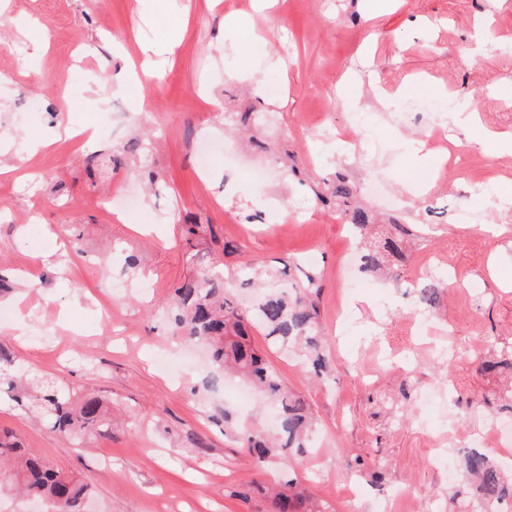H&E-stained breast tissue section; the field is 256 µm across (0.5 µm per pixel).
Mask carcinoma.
<instances>
[{
	"label": "carcinoma",
	"mask_w": 512,
	"mask_h": 512,
	"mask_svg": "<svg viewBox=\"0 0 512 512\" xmlns=\"http://www.w3.org/2000/svg\"><path fill=\"white\" fill-rule=\"evenodd\" d=\"M348 224L365 235L371 219L363 208L355 206L348 211ZM407 235L406 225H390L389 234L361 252V269L377 272L382 270L386 259L401 258ZM217 263L215 254L201 257L202 272L175 288L174 328L184 341L206 345L214 368L239 375L275 402L278 431L274 439L269 440L253 431L242 433V443L257 465L264 467L268 459L280 451L288 452L287 463L296 465L315 440L311 413L303 399L285 388L265 354L252 344L251 335L259 329L271 343L297 348L309 371L318 378L326 377L327 360L323 340L316 330L317 311L312 299L319 288L318 276L305 275L304 283L292 297L278 291L261 294L249 315L239 310L229 289L260 287L263 270L254 263L227 277L214 270ZM441 288L440 281L430 280L418 289L419 302L427 307L435 305ZM479 369L487 376L509 375V385L499 393L497 400L500 409L511 413L512 349L501 351L493 359H481ZM27 375V370L16 367L9 356L0 352V380L21 385ZM42 389L38 409L64 439L74 442L83 434L99 431L106 425V412L98 397L87 396L74 403L50 381L43 382ZM11 461L15 463L14 480L29 496L52 502L54 512H84L83 503L88 494L86 485L61 476L11 436L0 434V464ZM462 467L466 474L477 480L478 498L483 507L512 498V482L505 480L501 469L485 452L479 449L467 452ZM273 501L275 512H335L332 505L306 492L291 479L284 482Z\"/></svg>",
	"instance_id": "carcinoma-1"
}]
</instances>
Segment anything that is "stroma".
<instances>
[{"instance_id":"obj_1","label":"stroma","mask_w":512,"mask_h":512,"mask_svg":"<svg viewBox=\"0 0 512 512\" xmlns=\"http://www.w3.org/2000/svg\"><path fill=\"white\" fill-rule=\"evenodd\" d=\"M251 11L252 0H0L9 22L0 29V152L18 167L0 175V276L12 285L0 299L11 313L0 350L73 398L99 395L112 412L111 433L70 444L4 391L0 433L85 483L86 512H270L255 485L290 478L336 512H448L452 489L435 449L512 425V415L482 409L498 386L477 362L512 344V222L500 220L497 190L498 176L512 178V156L494 140L512 134V0H383L376 9L277 0L272 18L255 17L261 41L246 57L223 20ZM19 17L49 31L38 64L32 41L15 32ZM482 20L494 33L484 45ZM144 52L160 83L129 82L127 58ZM109 98L139 113L132 135L112 137ZM432 101L449 120L436 150L450 167L437 187L419 183L410 164L430 139ZM247 110L277 122L276 149L288 156L287 167H269L279 199L261 198L245 170L253 158L237 150L232 115ZM460 112L476 113L486 137L457 127ZM59 124L90 127L93 143L79 136L27 156L30 137ZM135 138L139 166H108ZM339 171L378 234L394 219L425 224L389 282L358 276L345 204L315 196ZM367 180L383 185L386 201L365 195ZM480 181L490 195L476 200L466 186ZM125 194L139 207L111 215L103 197ZM187 224L208 227L191 246ZM228 240L238 249L226 269L288 260L295 267L275 287L297 288L309 272L321 279L328 380L252 335L315 419L318 450L292 469L278 459L257 466L240 441L243 430H270V403L240 404L209 369L177 377L154 363L183 358L168 302L197 270L193 251L218 252ZM63 246L72 264L59 275L41 257ZM130 256L153 288L113 295ZM431 263L464 277L422 326L400 286ZM41 336L53 346H37Z\"/></svg>"}]
</instances>
